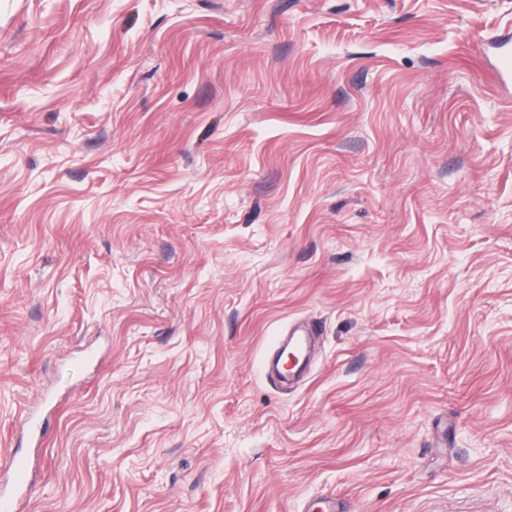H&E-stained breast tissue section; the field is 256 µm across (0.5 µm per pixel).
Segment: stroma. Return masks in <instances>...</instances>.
<instances>
[{
	"label": "stroma",
	"instance_id": "stroma-1",
	"mask_svg": "<svg viewBox=\"0 0 512 512\" xmlns=\"http://www.w3.org/2000/svg\"><path fill=\"white\" fill-rule=\"evenodd\" d=\"M505 50L512 0H0L24 512H512Z\"/></svg>",
	"mask_w": 512,
	"mask_h": 512
}]
</instances>
